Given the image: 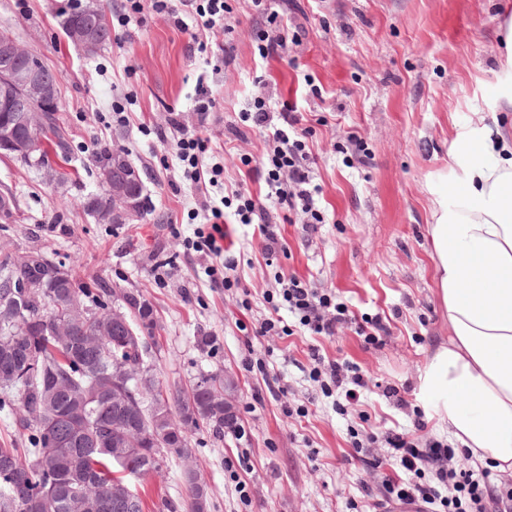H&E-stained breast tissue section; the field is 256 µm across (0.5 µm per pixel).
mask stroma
Segmentation results:
<instances>
[{
    "instance_id": "35a3bbf8",
    "label": "stroma",
    "mask_w": 512,
    "mask_h": 512,
    "mask_svg": "<svg viewBox=\"0 0 512 512\" xmlns=\"http://www.w3.org/2000/svg\"><path fill=\"white\" fill-rule=\"evenodd\" d=\"M227 2L230 28L208 33V54L191 32L155 21L90 55L64 35L62 0H0V29L59 73V117L70 137L62 182L50 168L0 155V191L12 192L16 212L15 221H0V254L19 260L40 252L63 262L81 286L96 281L149 300L159 328L146 341V361L164 386L231 375L240 435L191 434L210 512H375L388 471L362 458L386 457L387 448L380 440L360 455L358 441L418 419L421 444L443 438L412 400L427 351L448 336L430 257L428 185L448 173L452 144L476 116L512 128V112L499 107L512 0H271L277 26L300 44L268 61L254 38L259 15L247 0ZM224 43L233 58L217 70L212 61ZM200 87L216 101L204 121L194 110ZM258 93L304 113L325 222L306 239L301 214L276 210L285 248L268 257L257 230L225 209L241 284L214 288L208 259L184 244L200 225L198 193L175 159L170 122L209 138L208 162L224 167L223 184L209 190L217 203L267 149L240 120ZM116 103L129 123H117ZM353 137L370 164L353 155ZM103 149L124 153L143 180L144 210L132 223L83 208L101 190L94 155ZM290 274L331 289L356 314L385 313L392 335L376 346L346 328L332 338L259 335L269 318L295 327L287 308L266 301L277 277ZM315 346L358 364L367 380L344 410L310 377ZM390 386L407 407L386 397ZM183 470L171 459L146 481V512H165L166 500L189 512Z\"/></svg>"
}]
</instances>
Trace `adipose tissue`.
<instances>
[{"mask_svg": "<svg viewBox=\"0 0 512 512\" xmlns=\"http://www.w3.org/2000/svg\"><path fill=\"white\" fill-rule=\"evenodd\" d=\"M430 190L437 296L448 339L416 401L473 460L512 470V133L475 120Z\"/></svg>", "mask_w": 512, "mask_h": 512, "instance_id": "obj_1", "label": "adipose tissue"}]
</instances>
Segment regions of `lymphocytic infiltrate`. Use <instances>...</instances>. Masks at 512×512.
Returning a JSON list of instances; mask_svg holds the SVG:
<instances>
[{
    "instance_id": "f902f5d3",
    "label": "lymphocytic infiltrate",
    "mask_w": 512,
    "mask_h": 512,
    "mask_svg": "<svg viewBox=\"0 0 512 512\" xmlns=\"http://www.w3.org/2000/svg\"><path fill=\"white\" fill-rule=\"evenodd\" d=\"M225 11V0H125L117 22L123 28L132 25L142 28L149 22L163 20L185 31L199 26L215 30L224 28ZM241 119L258 131L270 132L276 148L261 162L266 169V193L255 194L237 188L225 195L222 206H214L208 199L200 203L209 228L194 230L185 244L209 258L207 274L215 288L231 287L227 272L235 267L234 259L227 257L224 250L225 207H233L240 223L257 227L264 251L269 255L282 247L271 205L305 214L300 229L305 238L318 233L324 222L317 199L319 188L312 183L309 148L297 132L302 113L284 105L278 114H271L265 100L258 97L242 112ZM208 150V139L195 131H185L178 141L176 157L187 177L199 188L218 185L224 175L223 166L206 162ZM279 296L300 328L312 336L332 337L338 328L351 325L366 343L375 344L391 333L390 324L378 316L368 319L366 324H358L355 314L334 295L296 276L283 283ZM311 356L322 364L341 396L360 394L366 387L367 382L354 362L326 360L316 350ZM385 442L390 449L387 463L394 471L388 480L386 502L420 504L427 510L439 506L443 512H512V487L492 483L486 472L477 475L470 470L448 468V459L455 455L449 445L437 441L422 448L415 437L394 430L386 432ZM448 483L452 484L454 493L447 497L442 495L441 487Z\"/></svg>"
}]
</instances>
